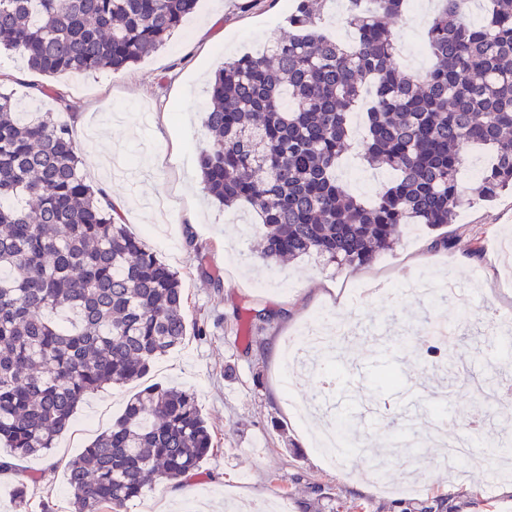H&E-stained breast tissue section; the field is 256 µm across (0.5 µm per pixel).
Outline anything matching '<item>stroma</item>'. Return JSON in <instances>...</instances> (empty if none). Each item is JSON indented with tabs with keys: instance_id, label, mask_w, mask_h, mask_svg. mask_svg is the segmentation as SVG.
Masks as SVG:
<instances>
[{
	"instance_id": "stroma-1",
	"label": "stroma",
	"mask_w": 512,
	"mask_h": 512,
	"mask_svg": "<svg viewBox=\"0 0 512 512\" xmlns=\"http://www.w3.org/2000/svg\"><path fill=\"white\" fill-rule=\"evenodd\" d=\"M289 0H200L195 13L159 50L123 73L96 70L55 77L69 104L70 120L80 143V172L85 182L131 198L124 215L131 233L157 251L183 277L188 323H202L206 335L185 342L158 358L148 383L192 392L219 447L204 461L198 475L178 490L162 485L127 512H224L262 504L268 512H418L423 504L446 502L450 512H512V474H497L485 450L464 461L461 472L440 466L439 448L426 437L429 411L439 392L452 388V406L459 430L483 412L493 434L505 427L504 412L512 400L482 411L475 390L462 379L449 378L443 364H463L474 375L475 360L489 351L500 323L512 318V251L502 241L512 235V190L490 202H471L472 178L462 177L463 201L453 224L443 229L451 248H433L435 233L411 225L398 242L364 266L339 267L309 255L283 265L260 264L253 249L260 227L249 209L224 210L208 200L197 167V149L207 139L202 112L213 72L225 58L243 52L267 51L270 41L287 28ZM430 0H409L394 30L404 43L409 68L425 47V30L433 16ZM45 76L28 69L24 59L0 51V90L12 93L28 111H60L51 98L34 96ZM377 176V183L349 184L351 194L373 197L391 180V172L366 163L362 147H354L336 175L350 171ZM222 257L218 282L196 270L187 236ZM452 273L455 300L435 303L410 293L389 297L350 298L351 287L363 280L398 284L425 274L438 281ZM266 308L274 318L248 329L249 309ZM287 317H279V310ZM327 311L365 327L404 325L413 351L394 347L383 353L381 343L359 333L350 341L345 366L339 367L351 390L358 416L352 433L362 452L327 463L310 442L290 406L320 392V370L305 371L286 390L280 377L283 363L272 347L297 335L316 313ZM443 321L453 330L447 345L424 336L423 328ZM389 370L411 384L392 414V430L415 431L422 445L414 456L420 473L410 476L404 465L386 473L389 492H381L366 469L386 433L369 427L363 414L391 399L378 391L376 377ZM137 384L107 386L79 406L69 430L57 440L51 458L17 460L19 470L43 473L30 485L33 503L47 512H71L73 494L63 462L79 455L93 438L109 429L123 412ZM58 469H50L51 461Z\"/></svg>"
}]
</instances>
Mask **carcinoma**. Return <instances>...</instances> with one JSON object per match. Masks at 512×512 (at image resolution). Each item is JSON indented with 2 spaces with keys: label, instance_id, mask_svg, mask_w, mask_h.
Listing matches in <instances>:
<instances>
[{
  "label": "carcinoma",
  "instance_id": "carcinoma-1",
  "mask_svg": "<svg viewBox=\"0 0 512 512\" xmlns=\"http://www.w3.org/2000/svg\"><path fill=\"white\" fill-rule=\"evenodd\" d=\"M327 0H292V33L271 54L224 62L207 87L209 196L259 217L266 264L315 254L366 265L409 224L438 229L461 205L468 153L490 156L473 199L512 189V0L479 23L438 0L431 66L395 63L390 22L408 0H345L353 39L321 31ZM199 0H0V47L45 75L119 74L165 45ZM366 90L364 158L394 177L372 199L336 178ZM79 148L52 112L21 119L0 92V442L49 457L84 397L144 377L189 329L180 275L132 236L79 173ZM201 275L216 280L191 242ZM215 444L193 393L148 386L65 467L75 512H122L160 484L198 473ZM17 480V507L29 512Z\"/></svg>",
  "mask_w": 512,
  "mask_h": 512
}]
</instances>
